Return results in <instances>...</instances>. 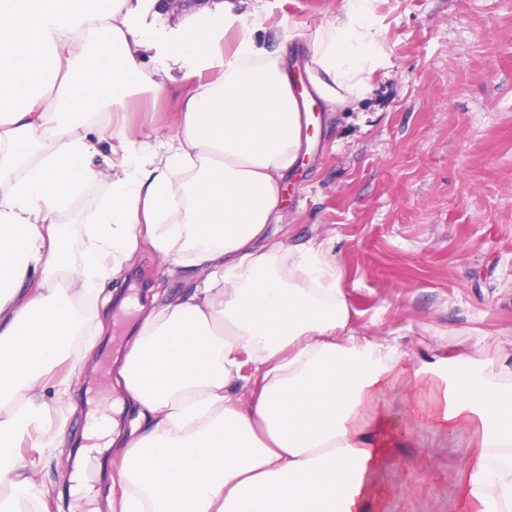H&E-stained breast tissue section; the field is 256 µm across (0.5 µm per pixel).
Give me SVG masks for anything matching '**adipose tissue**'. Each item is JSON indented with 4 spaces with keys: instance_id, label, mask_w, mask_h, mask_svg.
<instances>
[{
    "instance_id": "obj_1",
    "label": "adipose tissue",
    "mask_w": 512,
    "mask_h": 512,
    "mask_svg": "<svg viewBox=\"0 0 512 512\" xmlns=\"http://www.w3.org/2000/svg\"><path fill=\"white\" fill-rule=\"evenodd\" d=\"M374 3L339 0L304 36L329 110L363 97L387 59ZM132 29L127 0H0V512L41 499L20 449L36 431L54 447L44 393L68 395L87 371L99 337L85 306L145 244L199 275L178 299L153 297L117 351L116 385L144 425L93 420L77 489L91 453L114 447L111 512H370L391 471L428 468L430 451L402 455L424 424L466 436L456 512H512V363L447 351L407 368L397 338L352 328L330 249L268 234L308 120L286 49L230 13L195 20L171 47L186 85L153 149L126 136L131 95L155 87ZM104 141L110 192L77 265L59 219L100 178Z\"/></svg>"
}]
</instances>
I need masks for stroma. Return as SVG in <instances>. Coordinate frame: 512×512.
Here are the masks:
<instances>
[{"instance_id":"stroma-1","label":"stroma","mask_w":512,"mask_h":512,"mask_svg":"<svg viewBox=\"0 0 512 512\" xmlns=\"http://www.w3.org/2000/svg\"><path fill=\"white\" fill-rule=\"evenodd\" d=\"M134 18L129 50L151 71L157 93L137 97L129 136L155 142L171 124L185 64L171 43L195 10L161 12L156 0H128ZM335 0H212L209 10L247 17L267 48L278 45L280 20L303 32L332 22ZM387 63L371 91L350 106L311 110L308 153L286 178L274 239L313 246L328 242L344 272L352 326L366 336L394 335L410 361L452 347L495 361L512 355V0H376ZM168 262L143 248L135 278L179 296L195 272L168 274ZM100 367L74 382L56 405L67 445L23 447L55 507L73 502L64 480L71 440L88 426L90 405L116 394ZM417 448L430 449L432 471L418 484L390 479L397 512H449L454 457L447 438L417 426Z\"/></svg>"}]
</instances>
